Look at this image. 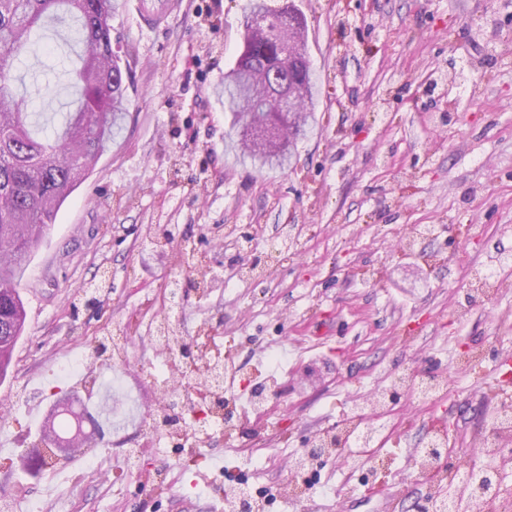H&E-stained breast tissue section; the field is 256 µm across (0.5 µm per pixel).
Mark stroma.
Instances as JSON below:
<instances>
[{
  "label": "stroma",
  "mask_w": 512,
  "mask_h": 512,
  "mask_svg": "<svg viewBox=\"0 0 512 512\" xmlns=\"http://www.w3.org/2000/svg\"><path fill=\"white\" fill-rule=\"evenodd\" d=\"M160 29L140 27L135 0H115L112 45L127 55V115L117 144L67 200L34 247L21 285L26 329L0 383V505L22 512H219L248 487L270 512H414L433 493L417 464L436 428L454 465L484 464L491 383L512 358V271L493 299L467 302L469 282L512 256V0H294L308 28L318 93L288 170L259 169L224 149L232 114L220 87L242 41L250 0H183ZM73 20L41 29L20 54L12 87L29 111H61L65 73L79 66ZM463 64L451 125L439 124L427 78ZM174 239L154 245L159 225ZM253 237L261 276L236 280L227 231ZM291 233L276 258L269 240ZM189 288L179 335L222 336L246 404L270 352L281 359L268 412L235 430L183 437L155 452L145 418L113 427L114 383L151 409L180 377L161 372L151 338L169 282ZM128 340L124 359L102 351ZM409 377L385 417L388 469L351 470L344 454L313 462L299 504L281 487L310 441L358 411L371 393ZM448 392L420 401L414 383ZM68 392L100 442L28 471L56 395ZM139 451L137 467L123 452Z\"/></svg>",
  "instance_id": "1"
}]
</instances>
